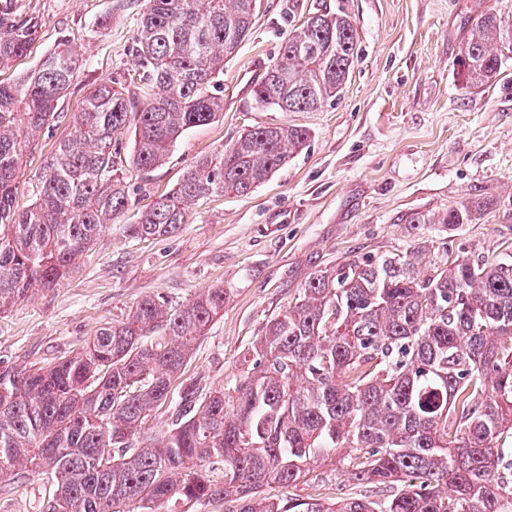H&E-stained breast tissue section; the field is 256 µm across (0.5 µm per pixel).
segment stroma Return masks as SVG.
<instances>
[{
	"label": "stroma",
	"mask_w": 512,
	"mask_h": 512,
	"mask_svg": "<svg viewBox=\"0 0 512 512\" xmlns=\"http://www.w3.org/2000/svg\"><path fill=\"white\" fill-rule=\"evenodd\" d=\"M252 29L224 65V113L185 130L162 165L122 169L128 208L52 288L33 289L0 313V364L46 367L72 357L103 325L125 321L143 299L180 308L220 287L224 310L189 354L181 375L141 424L132 444L153 442L172 425L188 387L197 400L237 376L267 321L294 305L308 279L353 260L417 254L421 274L467 256L493 262L512 254V49L500 75L480 88L463 79L457 58L476 19L512 22V0H259ZM42 27L26 55L0 70L11 82L35 68L60 41L84 59V73L61 98L59 117L27 148L18 208L37 191V173L66 138L91 84L115 81L143 95L134 39L143 0H24ZM348 15L358 57L342 91L314 112L256 104L253 86L288 33L310 14ZM306 127V146L252 193L211 194L191 206L187 224L156 239L128 237L126 225L169 193L197 159L230 147L254 127ZM487 207L468 224H443L471 200ZM424 223H417V216ZM339 457L311 462L300 483L272 484L285 503L368 498L384 502L399 485L359 484ZM54 491L47 476L17 470L0 482V512H44Z\"/></svg>",
	"instance_id": "obj_1"
}]
</instances>
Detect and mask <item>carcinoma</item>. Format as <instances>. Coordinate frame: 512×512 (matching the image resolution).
<instances>
[{"label": "carcinoma", "mask_w": 512, "mask_h": 512, "mask_svg": "<svg viewBox=\"0 0 512 512\" xmlns=\"http://www.w3.org/2000/svg\"><path fill=\"white\" fill-rule=\"evenodd\" d=\"M258 0H145L134 49L153 94L138 103L112 82L91 87L69 136L37 175L35 201L15 207L27 143L57 118L84 60L60 43L27 75L0 81V313L72 271L130 195L115 133L134 125L131 162L150 170L190 127L224 112V61L249 35ZM40 28L22 0H0V68L23 55ZM512 24L474 23L458 66L475 88L500 74ZM357 56L348 16L315 12L291 31L252 89L256 103L312 112L338 95ZM307 128L272 124L197 160L170 193L125 231L163 237L212 193L247 195L287 165ZM469 201L434 221L469 224ZM413 256L352 261L318 273L302 297L269 320L240 374L197 412L143 448L138 427L168 396L224 289L173 309L143 300L119 325L99 328L78 355L37 371L0 367V481L31 465L56 485L47 512H159L164 505L231 497L236 512H512L501 476L512 440V256L461 257L427 275ZM166 339L146 347L157 330ZM346 452L351 481L403 486L387 504L346 499L265 502L271 483L295 485L308 461ZM224 466V482L209 468Z\"/></svg>", "instance_id": "carcinoma-1"}]
</instances>
